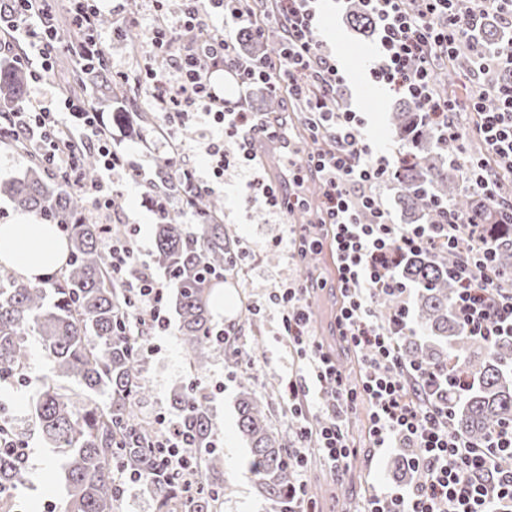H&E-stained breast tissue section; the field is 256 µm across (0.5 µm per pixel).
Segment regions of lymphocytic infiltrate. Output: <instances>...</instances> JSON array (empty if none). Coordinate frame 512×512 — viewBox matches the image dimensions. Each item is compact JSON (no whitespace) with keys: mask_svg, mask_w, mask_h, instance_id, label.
I'll return each instance as SVG.
<instances>
[{"mask_svg":"<svg viewBox=\"0 0 512 512\" xmlns=\"http://www.w3.org/2000/svg\"><path fill=\"white\" fill-rule=\"evenodd\" d=\"M264 23H257L250 0H183L175 24L153 30V45L166 56L164 74L146 71L147 97L160 103L165 124L206 125L210 134L205 148L209 178H201L189 162L188 151L171 161L172 179L208 190L213 179L229 168L252 171L250 148L257 139L274 142L284 126L264 113L246 108L224 96L212 81L216 72L237 86L263 84L269 94H287L301 101L311 146L289 152L288 182L292 193L274 183L260 184L259 194L244 198L245 208L263 202L269 212L287 216L302 209L306 199L298 188L314 175L322 189V219L289 230L295 256L330 246L336 254L337 286L344 300L336 312V329L343 342L362 360L363 374L350 383L335 359L314 337L312 311L304 282H282L271 288L264 305L280 313L279 335L287 337L304 370L289 376L283 391L294 420V446L288 465L295 480L286 505L275 512H314L305 479L313 454H320L335 472L345 471L359 450L346 431L349 415L363 412L375 448H403L414 479L404 489L381 488L367 496L359 512H512V468L498 460L512 457V420L474 442L453 426L454 409L472 387L470 378L450 366L425 367L406 362L399 350L401 337L415 335L410 318V286L396 268L413 253L447 250L457 260L448 270L456 294L452 308L461 331L493 347L512 338V271L495 266L494 238L472 217L448 212L438 224H396L384 208L380 191L394 182L406 157L386 155L361 133L365 123L359 113L342 108L338 95L344 76L335 56L320 36L313 0H270ZM378 33L380 59L370 69L374 82L412 103L423 118L436 126L441 144L463 155L461 168L472 190L484 198L494 223L512 224V202L498 197L505 174H512V85L472 82L468 95H439L434 74L439 61L454 56L459 43L469 39L487 17L512 28V0H469L458 9L454 0H359ZM11 23L0 40H29L26 63L33 79L53 68L57 55V30L45 0H9ZM101 11L96 0H70L69 18L79 31L73 49L77 64L92 67L103 60L98 37ZM221 17L222 29L212 28ZM277 32L281 51L277 57L241 58L239 36L265 41ZM67 118L50 105L34 101L9 113L16 132L32 141L43 162L62 171L74 185H82L81 157L96 150L100 176L92 182L95 207L112 210L116 192L112 177L124 173L137 184L150 187L154 180L135 156L112 143L103 116L87 95H67ZM474 112L477 121L464 133L451 118L459 108ZM476 135L484 145L480 159L466 157L465 140ZM235 143L228 152L226 143ZM112 272L126 286L131 300L130 321L145 338L139 349L152 356L155 337L170 328L165 292L169 280L160 279L140 259L134 232L106 234ZM387 295L397 302L388 318H380L375 301ZM319 388L324 402L311 415L308 396ZM158 432L152 443L158 454L157 473L178 480L186 497L201 488L192 448L194 437L174 422L156 416Z\"/></svg>","mask_w":512,"mask_h":512,"instance_id":"f902f5d3","label":"lymphocytic infiltrate"}]
</instances>
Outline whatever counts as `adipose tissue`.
<instances>
[{"label": "adipose tissue", "mask_w": 512, "mask_h": 512, "mask_svg": "<svg viewBox=\"0 0 512 512\" xmlns=\"http://www.w3.org/2000/svg\"><path fill=\"white\" fill-rule=\"evenodd\" d=\"M67 244L50 225L22 217L15 224L0 225V264L19 279L34 282L48 271L62 267Z\"/></svg>", "instance_id": "1"}]
</instances>
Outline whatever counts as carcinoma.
I'll use <instances>...</instances> for the list:
<instances>
[{
	"label": "carcinoma",
	"instance_id": "cac0c4a2",
	"mask_svg": "<svg viewBox=\"0 0 512 512\" xmlns=\"http://www.w3.org/2000/svg\"><path fill=\"white\" fill-rule=\"evenodd\" d=\"M478 40L496 49L502 32L495 22L478 32ZM474 66L470 46L458 48L454 65L436 71L440 91L454 89L466 69ZM78 88L87 84L105 97L133 106L123 82L97 65L74 73ZM29 76L17 65L0 64V113L13 112L27 103ZM112 121L134 125L142 131L155 123L149 112H114ZM393 136L401 141L408 162L394 180V194L411 223L440 222L441 207L489 221L484 200L472 192L460 170L448 167L427 148L437 131L421 123V115L405 101L391 113ZM17 148L29 157L20 178L0 185L15 209L36 214L44 224H53L69 242L65 268L52 273L40 285L19 281L0 266V383L24 376L27 366L26 338L40 337L52 376L42 381L32 411L41 438L67 458L66 480L70 499L67 512H113L115 491L113 466L150 474L156 457L149 442L153 423L141 414L151 399L143 373L145 362L137 352V329L127 326L129 295L112 275L107 253L101 248L102 225L93 221L86 196L72 189L64 178L50 172L32 142L13 136ZM85 180H95L98 163L93 152L83 154ZM195 214L186 224L181 212L167 211L155 227V264L171 283L169 303L179 317L178 338L189 368L201 371L212 352L224 355L231 368L239 367L237 342L224 346L215 338L209 317L211 284L242 271L244 261L236 242L224 231L219 213L224 205L210 192L186 191L178 182L158 184ZM496 238V265L512 270V226H489ZM457 255L444 252L434 257L426 251L408 255L397 275L420 288L413 305L416 322L429 331L433 341L424 343L405 337L401 353L405 361L437 366L456 359L459 373L477 381L455 409L454 423L464 435L482 439L499 423L512 419V341L495 349L465 336L452 315L454 288L448 268ZM172 409L183 427L195 436V463L203 491L190 501L173 483L157 477L153 490L159 512H219L224 486L222 459L210 450L215 439L202 387H183L171 397ZM239 428L250 448L249 473L258 493L271 505L283 504L293 473L288 468V449L293 427L279 432L271 424L267 402L249 384H241L238 402ZM22 458L0 447V504L13 497L24 480Z\"/></svg>",
	"mask_w": 512,
	"mask_h": 512
}]
</instances>
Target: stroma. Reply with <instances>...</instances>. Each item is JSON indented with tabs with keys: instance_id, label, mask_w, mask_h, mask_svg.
Returning a JSON list of instances; mask_svg holds the SVG:
<instances>
[{
	"instance_id": "stroma-1",
	"label": "stroma",
	"mask_w": 512,
	"mask_h": 512,
	"mask_svg": "<svg viewBox=\"0 0 512 512\" xmlns=\"http://www.w3.org/2000/svg\"><path fill=\"white\" fill-rule=\"evenodd\" d=\"M103 17L109 21L99 33L104 52V63L113 72L144 78L153 56L147 38L155 24L154 0H101ZM350 0H321V36L335 48L347 77L344 102L350 109L365 118L363 132L377 148L392 155L402 147L390 132L389 113L398 97L388 89L372 83L367 76V66L374 61L377 33L359 34L347 22L351 10ZM121 25L137 31L142 42L139 49H132L125 38L112 35L113 26ZM248 180L247 174L236 169L225 171L222 183L216 184L214 193L224 201V225L229 234L238 240L248 254L243 277L227 279L224 291L230 294L232 306L224 313L213 315L218 326L235 324L244 327L248 309L260 302L270 288L286 280L305 279L301 263L279 255L268 261L267 253L273 241L286 238L289 226L283 219L271 214L263 204L244 210L241 197ZM114 187L119 190V208L108 214L111 224H135L139 227L138 244L145 260H152L155 251L154 214L151 195L147 188L127 182L121 175H114ZM319 267L315 278L321 279L317 288L318 309L314 311L315 325L323 343L343 363L349 378H356L359 370L357 358L339 341L333 316L340 301L336 290V262L330 251L318 255ZM257 320L263 331V347L259 355L260 366L253 374L256 390L264 395L273 408L279 409L283 399L279 393L281 383L288 374L299 368L295 354L285 340L276 336L279 312L270 308L262 311ZM29 351L28 375L30 384H15L10 399L0 413L10 418L20 430L27 433L29 457L25 483L13 500L12 512H66L67 489L64 481L62 458L47 448L38 434L29 432L30 401L35 394L40 377L48 374L49 365L44 357L39 337H27ZM160 349L146 363L144 376L152 389V398L145 407L147 414H164L173 417L169 400L188 376L185 358L176 331L158 341ZM201 382H222L221 390L208 393L207 406L213 430L221 444L224 460V500L221 512H268L269 503L258 494L254 481L248 475L250 452L242 436L236 403L241 390L238 377L227 373L223 356L209 355L200 376ZM279 428H287V414L278 416ZM349 432L360 450L350 473L341 480L332 479L322 459H314L306 475L317 512H356L365 494L374 487L385 486L401 489L408 485V478L397 472L394 459L397 449L376 450L369 447L365 438L363 415L353 416L348 423Z\"/></svg>"
}]
</instances>
